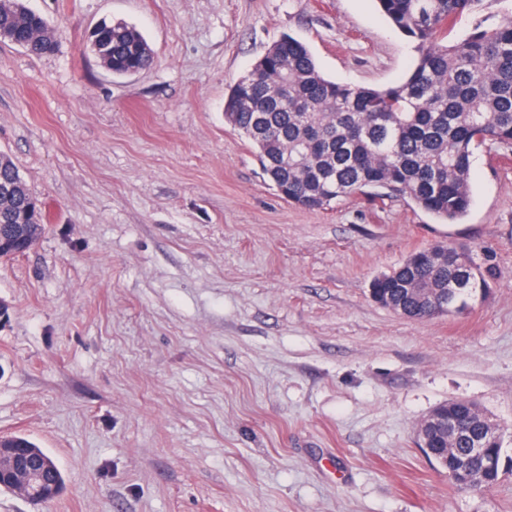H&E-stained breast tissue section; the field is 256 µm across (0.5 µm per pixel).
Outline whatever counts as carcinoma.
I'll return each instance as SVG.
<instances>
[{"mask_svg": "<svg viewBox=\"0 0 512 512\" xmlns=\"http://www.w3.org/2000/svg\"><path fill=\"white\" fill-rule=\"evenodd\" d=\"M485 0H376L381 15L417 41L405 77L386 88L351 86L326 78L309 47L284 36L229 89L224 119L257 150L264 173L288 202L325 209L356 193L387 191L442 224L463 219L472 205L473 149L512 147V15L481 23L459 42L448 41L454 22ZM0 36L33 55L55 48L45 19L22 0H0ZM99 60L116 76L147 70L153 53L142 34L124 23L102 22L91 32ZM45 212L14 163L0 155V239L33 249ZM448 261L431 263L428 250L410 255L395 271L376 277L375 301L398 314L429 319L464 308L481 287L470 251L432 245ZM418 288H434L435 307ZM8 442L40 457L61 488L54 460L29 440ZM465 479L448 475L460 490L487 489L503 472V448L485 449Z\"/></svg>", "mask_w": 512, "mask_h": 512, "instance_id": "cac0c4a2", "label": "carcinoma"}]
</instances>
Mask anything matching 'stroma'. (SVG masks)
<instances>
[{
	"label": "stroma",
	"instance_id": "stroma-1",
	"mask_svg": "<svg viewBox=\"0 0 512 512\" xmlns=\"http://www.w3.org/2000/svg\"><path fill=\"white\" fill-rule=\"evenodd\" d=\"M53 30L0 39V154L45 205L39 244L0 260V437L64 477L0 512H512V472L461 491L415 427L469 400L512 456V149L475 150L471 210L439 224L400 197L284 200L224 120L228 88L280 37L354 86L417 53L374 0H26ZM152 66L117 77L100 22ZM448 241L487 289L412 320L377 276ZM90 37L93 50L112 75L131 76L149 69L153 63L150 46L133 26L104 21ZM5 440H8V442L12 445H15L16 448H27L28 452L31 455H37L40 457L43 462L52 470V481L53 484L56 485V493L59 492L63 478L60 470L58 469L57 465L55 464L54 460L45 453L41 448H38L34 443L30 442L26 438L14 436L11 438H7Z\"/></svg>",
	"mask_w": 512,
	"mask_h": 512
}]
</instances>
